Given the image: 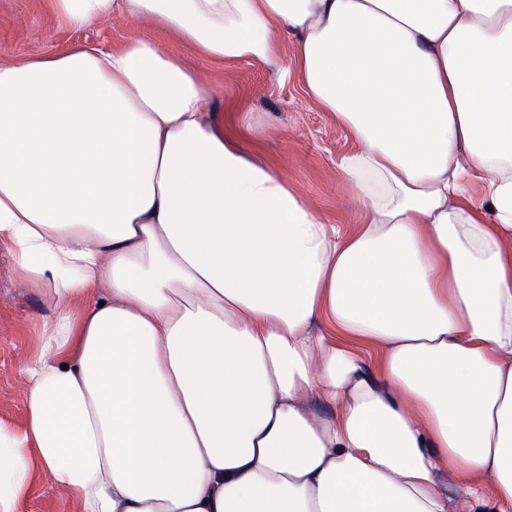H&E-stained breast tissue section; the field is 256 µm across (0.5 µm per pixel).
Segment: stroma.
Masks as SVG:
<instances>
[{
  "mask_svg": "<svg viewBox=\"0 0 512 512\" xmlns=\"http://www.w3.org/2000/svg\"><path fill=\"white\" fill-rule=\"evenodd\" d=\"M150 37L177 54L219 96L225 130L240 134L259 157L285 177L330 224H357L362 211L344 184L336 158L351 148L348 132L307 95L297 78L282 81L258 60L214 59L174 32L124 17L74 28L54 12L51 0H0V61L20 62L63 53L81 44L107 48ZM51 316L47 302L27 288L0 255V419H24L26 381L21 360L40 325Z\"/></svg>",
  "mask_w": 512,
  "mask_h": 512,
  "instance_id": "1",
  "label": "stroma"
}]
</instances>
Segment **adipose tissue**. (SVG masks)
<instances>
[{"label":"adipose tissue","mask_w":512,"mask_h":512,"mask_svg":"<svg viewBox=\"0 0 512 512\" xmlns=\"http://www.w3.org/2000/svg\"><path fill=\"white\" fill-rule=\"evenodd\" d=\"M53 2L293 56L363 219L151 40L0 63V252L54 309L0 512H512V0ZM30 512H72V505L51 490L48 476L42 475L29 504Z\"/></svg>","instance_id":"obj_1"}]
</instances>
